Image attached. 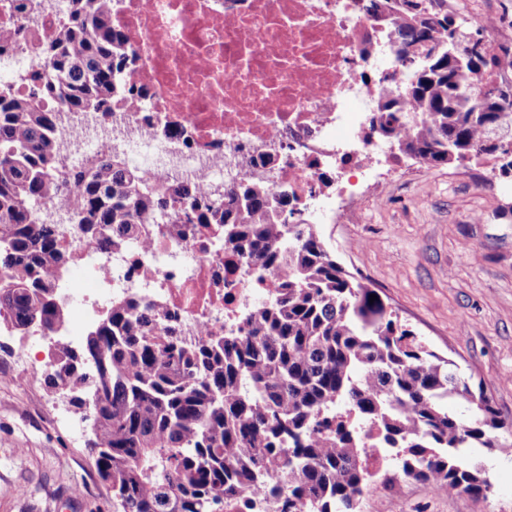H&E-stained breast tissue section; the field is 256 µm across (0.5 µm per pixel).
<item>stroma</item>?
I'll return each instance as SVG.
<instances>
[{"label": "stroma", "instance_id": "stroma-1", "mask_svg": "<svg viewBox=\"0 0 512 512\" xmlns=\"http://www.w3.org/2000/svg\"><path fill=\"white\" fill-rule=\"evenodd\" d=\"M489 176L488 163L410 159L348 223L329 212L308 218L339 263L380 289L430 350L484 382L512 420V177H493L489 188ZM21 341L0 335V512H112L89 422L47 391L44 371L24 386L9 380ZM478 456L486 498L434 495L384 467L359 512H512V456Z\"/></svg>", "mask_w": 512, "mask_h": 512}]
</instances>
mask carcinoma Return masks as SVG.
Instances as JSON below:
<instances>
[{"instance_id":"obj_1","label":"carcinoma","mask_w":512,"mask_h":512,"mask_svg":"<svg viewBox=\"0 0 512 512\" xmlns=\"http://www.w3.org/2000/svg\"><path fill=\"white\" fill-rule=\"evenodd\" d=\"M112 2L71 0L70 21L42 49L31 82L56 106L0 93V309L21 335L65 324L55 279L67 264L63 231L38 215L59 179L75 186L80 224L104 249L129 244L141 224L179 223L166 194L116 156L58 170L56 112H110L144 95L126 79L136 56L112 25ZM362 10L389 29L407 72L377 103L370 132L397 160H486L511 176L502 154L512 145V80L483 76L512 72V48L481 42L448 0H363ZM496 83L509 92L492 93ZM176 194L193 201L184 223L224 225V243L247 264L282 276L243 333L188 345L156 332L154 307L116 302L80 349L58 342L45 385L97 415L88 447L115 512H212L221 496L266 486L277 512H357L371 477L365 431L395 450L405 478L487 496L472 449L507 451L498 432L512 434V421L483 383L429 350L339 264L315 225L283 222L304 208L297 198L251 182L210 201L190 188Z\"/></svg>"}]
</instances>
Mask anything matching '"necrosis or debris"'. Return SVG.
<instances>
[{"label":"necrosis or debris","mask_w":512,"mask_h":512,"mask_svg":"<svg viewBox=\"0 0 512 512\" xmlns=\"http://www.w3.org/2000/svg\"><path fill=\"white\" fill-rule=\"evenodd\" d=\"M0 0V30L13 34L0 52V75L26 79L41 48L65 23L70 0ZM112 22L137 55L131 84L139 102L112 112H68L54 139L58 167L68 171L89 154H117L170 196L195 187L223 197L243 181L271 194L291 189L301 201L380 194L362 189L356 173L386 155L370 135L375 103L404 80L399 64L380 68L385 29L360 0H113ZM62 183L40 203L44 223L60 224L82 279L60 284L59 302L76 303L79 323L115 301L150 305L175 316L189 343L223 335L229 321L275 291L279 272L248 276L220 224L142 225L133 244L106 250L83 234Z\"/></svg>","instance_id":"4bbe7bcc"}]
</instances>
